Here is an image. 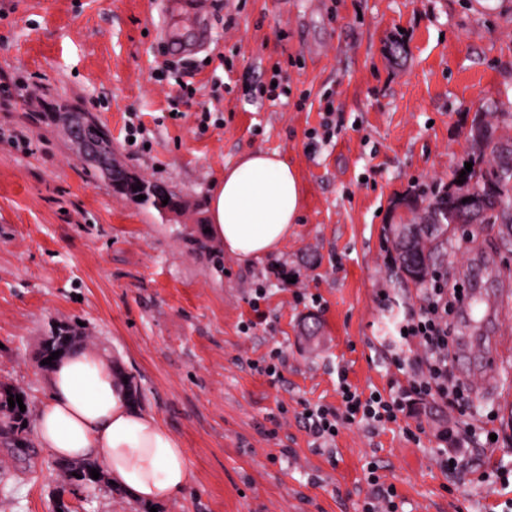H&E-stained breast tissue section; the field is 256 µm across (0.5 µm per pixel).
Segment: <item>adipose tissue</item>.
<instances>
[{
  "instance_id": "adipose-tissue-1",
  "label": "adipose tissue",
  "mask_w": 512,
  "mask_h": 512,
  "mask_svg": "<svg viewBox=\"0 0 512 512\" xmlns=\"http://www.w3.org/2000/svg\"><path fill=\"white\" fill-rule=\"evenodd\" d=\"M300 179L278 153L248 152L224 171L207 198L210 236L240 263L276 254L298 223ZM35 422L39 447L67 461L99 459L116 488L147 504L178 496L190 481L179 440L130 397L104 354L77 347L46 375Z\"/></svg>"
}]
</instances>
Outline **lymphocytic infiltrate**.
Wrapping results in <instances>:
<instances>
[{
  "mask_svg": "<svg viewBox=\"0 0 512 512\" xmlns=\"http://www.w3.org/2000/svg\"><path fill=\"white\" fill-rule=\"evenodd\" d=\"M460 300V293L448 288L442 274L438 273L430 287L424 289L420 306L405 314L399 324L404 331L403 339L417 343L421 349L409 363L411 375L406 385L398 386L386 396L374 390L364 398L343 379L339 382L340 406L305 405L304 426L321 447L334 445L335 432L340 427L354 423L376 426L396 421L403 410V401L412 393L464 409L463 389L449 374L448 316Z\"/></svg>",
  "mask_w": 512,
  "mask_h": 512,
  "instance_id": "1",
  "label": "lymphocytic infiltrate"
}]
</instances>
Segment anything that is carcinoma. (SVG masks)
Wrapping results in <instances>:
<instances>
[{
  "label": "carcinoma",
  "mask_w": 512,
  "mask_h": 512,
  "mask_svg": "<svg viewBox=\"0 0 512 512\" xmlns=\"http://www.w3.org/2000/svg\"><path fill=\"white\" fill-rule=\"evenodd\" d=\"M510 127L506 119L496 122L487 117L474 119L470 129V146L457 166L452 180L435 193L423 209L417 203L407 202L414 227L408 234L394 233L395 261L406 273L411 270L428 271L433 265L432 242L445 237L448 225L457 219L465 224H506L512 227V135L499 133L500 126ZM472 163V171L466 173V181L459 184V174L465 170V163ZM135 180L115 184L113 189L133 201L150 206L163 214L162 200L168 205L178 202L179 196L172 190L150 183L143 192L145 199L138 200L133 190ZM473 199L470 208L461 209V199Z\"/></svg>",
  "instance_id": "cac0c4a2"
}]
</instances>
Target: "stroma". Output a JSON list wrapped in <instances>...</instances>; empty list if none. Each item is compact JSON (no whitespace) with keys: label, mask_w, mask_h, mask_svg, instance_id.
<instances>
[{"label":"stroma","mask_w":512,"mask_h":512,"mask_svg":"<svg viewBox=\"0 0 512 512\" xmlns=\"http://www.w3.org/2000/svg\"><path fill=\"white\" fill-rule=\"evenodd\" d=\"M272 80L285 90L275 101L258 91ZM61 100L110 130L123 166L174 190L182 220L91 177L45 118ZM478 112L512 113V0H175L164 12L151 0H0V401L18 391L36 413L43 343L64 329L104 350L180 441L191 480L175 499L153 509L103 482L90 512H362L371 460L400 512H511L492 469L512 461V249L497 225L456 235L434 267L467 295L482 271L479 314L448 323L456 343L498 337V386L469 392L462 415L419 400L384 427L344 426L331 450L300 419L307 403L340 406L338 370L366 395L406 383L398 324L421 290L398 271L388 228L407 220L400 197L427 200L452 178ZM259 150L297 171L302 216L277 255L216 267L218 242H185L195 205ZM276 348L286 366L273 383L251 364ZM468 427L497 439L461 479L440 450L444 432ZM48 458L32 427L0 414V512H58L69 478Z\"/></svg>","instance_id":"1"}]
</instances>
